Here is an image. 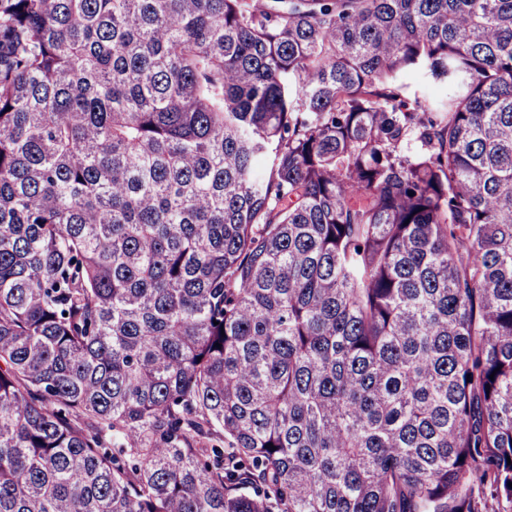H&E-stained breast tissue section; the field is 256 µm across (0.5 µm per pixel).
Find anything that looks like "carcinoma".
<instances>
[{"instance_id":"carcinoma-1","label":"carcinoma","mask_w":512,"mask_h":512,"mask_svg":"<svg viewBox=\"0 0 512 512\" xmlns=\"http://www.w3.org/2000/svg\"><path fill=\"white\" fill-rule=\"evenodd\" d=\"M509 457L512 0H0V512H488Z\"/></svg>"}]
</instances>
